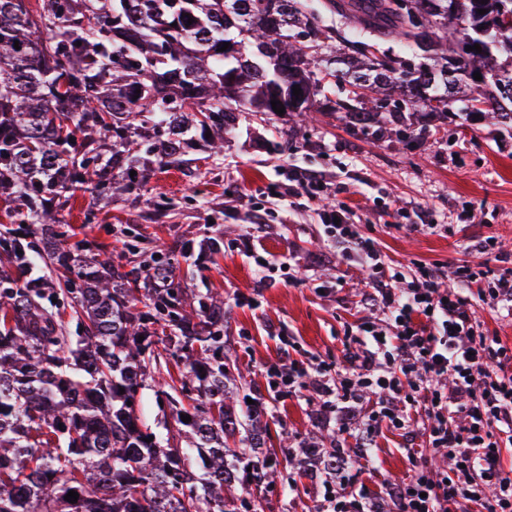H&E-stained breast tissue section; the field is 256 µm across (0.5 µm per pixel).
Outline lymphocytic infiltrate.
<instances>
[{"instance_id":"lymphocytic-infiltrate-1","label":"lymphocytic infiltrate","mask_w":512,"mask_h":512,"mask_svg":"<svg viewBox=\"0 0 512 512\" xmlns=\"http://www.w3.org/2000/svg\"><path fill=\"white\" fill-rule=\"evenodd\" d=\"M321 220L334 246L369 270L364 302L378 308L385 323L362 322L347 331L360 352L345 364L313 358L284 372L268 369L270 388H312L330 398L344 428L364 395L374 394L377 409L356 434L363 448L375 447L382 425L408 429L406 409L422 407L421 434L429 448L446 452L449 470L437 479L418 463L408 478L375 492L356 481L341 457L335 476L323 480L316 512H512V469L503 462L512 445V348L479 330L473 311L481 295L512 319V266L504 265L494 237L476 245L482 262L455 267L456 287L439 288L438 268L422 265L407 288L402 273H385L376 237L351 222L346 207L325 209ZM446 375L454 380L448 391L439 385Z\"/></svg>"}]
</instances>
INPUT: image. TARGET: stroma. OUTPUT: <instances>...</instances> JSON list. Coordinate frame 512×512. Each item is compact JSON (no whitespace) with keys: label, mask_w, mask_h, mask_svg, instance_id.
I'll return each mask as SVG.
<instances>
[{"label":"stroma","mask_w":512,"mask_h":512,"mask_svg":"<svg viewBox=\"0 0 512 512\" xmlns=\"http://www.w3.org/2000/svg\"><path fill=\"white\" fill-rule=\"evenodd\" d=\"M287 131L294 139L285 152ZM292 166L322 172L328 189L320 203H346L356 223L374 226L386 264L401 265L406 279H414L418 265H437L442 286H451L455 265L476 259L469 243L486 235L494 236L501 254L512 256V134L462 116L432 121L425 139L404 145L326 115L303 125L285 114L242 112L223 159L194 161L188 177L174 168L153 176L152 193L173 204L165 222L145 221V196L114 201L98 224L83 222L85 197L62 214L65 223L110 245L127 226L168 243L223 236V252L207 276L224 295V353L238 366L227 382L228 404L241 412L246 397L263 402L276 420L265 446L279 455L298 452L312 434L337 432V415L310 402L308 391H272L265 368L353 355L346 327L377 317L362 306L367 270L328 249L319 203L265 196L268 184L283 183L280 168ZM286 254L297 259V284H285L279 270L260 277L256 257L273 262ZM242 293L253 304L239 303ZM346 448L356 458L355 472L378 488L413 468L394 429H385L369 459L360 458L355 440H347ZM288 479L286 487L239 486L235 494L249 501L252 512H315L324 495L318 475L292 470Z\"/></svg>","instance_id":"35a3bbf8"}]
</instances>
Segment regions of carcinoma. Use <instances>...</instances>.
I'll return each instance as SVG.
<instances>
[{"mask_svg":"<svg viewBox=\"0 0 512 512\" xmlns=\"http://www.w3.org/2000/svg\"><path fill=\"white\" fill-rule=\"evenodd\" d=\"M407 2L0 0V512H236L235 486L277 482L257 453L261 405L245 448L226 450L241 422L224 404V297L176 275L180 257L203 276L224 240L153 245L122 229L141 258L126 271L59 215L79 192L96 223L196 143L224 155L235 113L272 114L273 100L402 142L427 133L417 111L446 117L459 100L512 130V32L499 25L512 0ZM390 40L401 54L381 50ZM487 68L496 76L473 77ZM38 260L52 275L13 278ZM149 378L173 420L166 445L137 415ZM306 452L325 473L345 449L332 435Z\"/></svg>","mask_w":512,"mask_h":512,"instance_id":"carcinoma-1","label":"carcinoma"}]
</instances>
